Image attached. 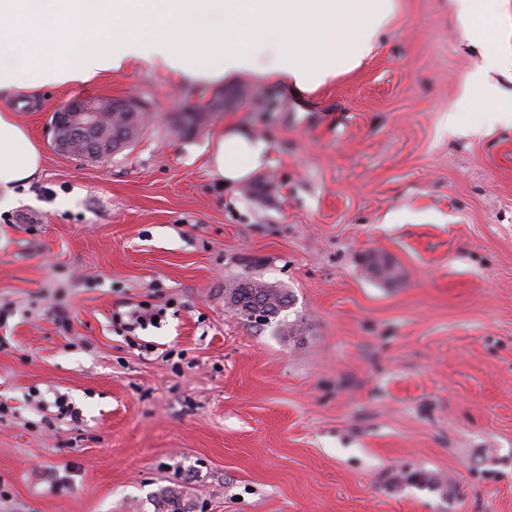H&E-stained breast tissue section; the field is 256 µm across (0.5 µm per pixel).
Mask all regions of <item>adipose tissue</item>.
Instances as JSON below:
<instances>
[{"label":"adipose tissue","mask_w":512,"mask_h":512,"mask_svg":"<svg viewBox=\"0 0 512 512\" xmlns=\"http://www.w3.org/2000/svg\"><path fill=\"white\" fill-rule=\"evenodd\" d=\"M506 0H449L459 36L485 51L452 106L484 101L489 124L512 125V14ZM396 0H0V95L87 82L136 60L190 81L250 73L301 92L353 71L374 56ZM480 100H473V93ZM271 145L246 129L217 135L208 163L225 184L245 181ZM41 167V153L8 109H0V209Z\"/></svg>","instance_id":"1"}]
</instances>
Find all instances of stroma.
<instances>
[{
  "instance_id": "obj_1",
  "label": "stroma",
  "mask_w": 512,
  "mask_h": 512,
  "mask_svg": "<svg viewBox=\"0 0 512 512\" xmlns=\"http://www.w3.org/2000/svg\"><path fill=\"white\" fill-rule=\"evenodd\" d=\"M481 61L448 0H399L376 55L313 92L135 61L7 99L42 165L0 212V512H158L164 490L183 512H512V126L447 129ZM76 95L155 119L109 162L64 155ZM230 123L271 157L228 187L207 157ZM247 276L299 332L225 305ZM143 302L166 316L126 342L112 316Z\"/></svg>"
}]
</instances>
